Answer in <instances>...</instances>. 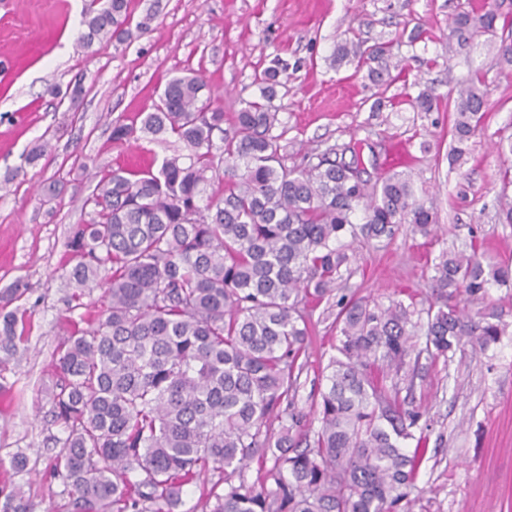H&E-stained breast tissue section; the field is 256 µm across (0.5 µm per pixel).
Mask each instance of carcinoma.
Segmentation results:
<instances>
[{
    "mask_svg": "<svg viewBox=\"0 0 512 512\" xmlns=\"http://www.w3.org/2000/svg\"><path fill=\"white\" fill-rule=\"evenodd\" d=\"M156 16L152 4L135 23L129 0H90L77 46L123 44L152 31ZM498 18V0H487L456 14L450 36L467 43ZM354 55L376 83L396 80L390 44ZM287 70L275 59L260 98L243 102L227 129L198 75L172 77L138 121L112 122L115 141L173 137L187 153L157 170L107 172L85 200L89 219L71 231L69 310L86 307L91 288L104 289V306L72 321L55 363L51 403L66 437L53 470L70 512H176L187 486L210 472V512H411L428 427L384 377L412 354H483L505 333L501 314L473 318L466 303L512 288V265L486 259L477 244L443 253L426 323L412 321V296L386 307L340 300L318 428L284 408L306 367L308 309L331 298L348 263L342 241L390 242L404 224L425 239L436 232L404 171L371 184L354 150L348 161L332 149L316 163L282 162L272 99ZM487 96L480 77L459 90L454 158ZM215 182L220 189L207 193ZM25 316L19 304L0 313V377L19 353ZM268 454L274 488L232 483L248 459ZM0 512H30L23 486L0 483Z\"/></svg>",
    "mask_w": 512,
    "mask_h": 512,
    "instance_id": "cac0c4a2",
    "label": "carcinoma"
}]
</instances>
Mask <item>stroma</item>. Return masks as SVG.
I'll return each mask as SVG.
<instances>
[{"mask_svg":"<svg viewBox=\"0 0 512 512\" xmlns=\"http://www.w3.org/2000/svg\"><path fill=\"white\" fill-rule=\"evenodd\" d=\"M85 0H0V293L25 284L29 323L24 352L0 380V461L24 454L27 471L0 468V481L23 484L32 512H67L68 496L52 465L64 432L48 394L57 381L56 348L66 336L71 293L67 242L88 218L86 197L108 170L183 153L175 138L117 142L112 122L151 111L172 77L201 74L212 107L225 115L260 95L273 59L289 64L272 101L286 129L285 164L354 146L364 177L409 172L417 197L442 227L428 241L403 226L387 246L355 242L339 282L342 293L381 305L429 294L432 265L443 251L484 243L512 261V227L500 224L496 201L512 154V67L494 49L512 39L496 26L473 42H449L448 21L472 0H159L152 32L86 55L76 46ZM394 42L399 79L372 82L356 58L337 63L343 43ZM482 74L490 86L482 123L458 162L453 114L458 84ZM87 94L77 108L60 103L55 88L73 81ZM428 90L434 112L411 102ZM49 144L36 164L26 156ZM502 313L505 336L486 354L408 361L413 390L407 405L431 424L415 478L413 512H512V289L488 299ZM335 309L319 304L309 324L307 366L295 409L317 423L322 375L336 356Z\"/></svg>","mask_w":512,"mask_h":512,"instance_id":"obj_1","label":"stroma"}]
</instances>
